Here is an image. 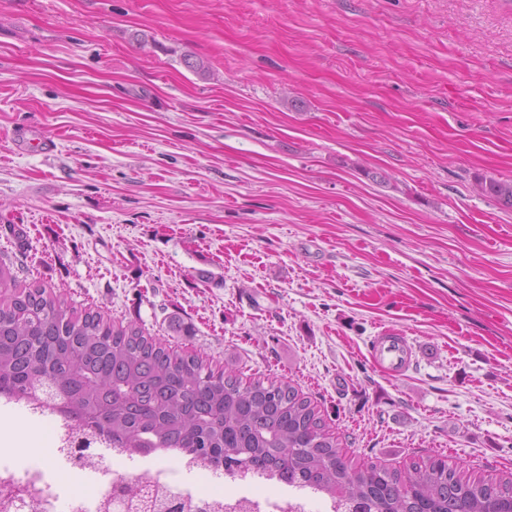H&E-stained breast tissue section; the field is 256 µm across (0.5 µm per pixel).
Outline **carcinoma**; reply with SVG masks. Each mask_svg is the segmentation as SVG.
<instances>
[{
    "label": "carcinoma",
    "instance_id": "cac0c4a2",
    "mask_svg": "<svg viewBox=\"0 0 512 512\" xmlns=\"http://www.w3.org/2000/svg\"><path fill=\"white\" fill-rule=\"evenodd\" d=\"M480 189L512 209V180L485 178ZM10 283L14 292L0 294V394L27 400L35 380L47 392L51 383L69 381L71 389L46 400L83 410L85 420L75 426L78 449L98 443L138 455L183 448L205 467L231 477L261 471L333 499L336 490L350 487L351 465L328 463L337 452L335 437L289 383L272 378L244 385L234 370L216 373L192 354H173L134 323L116 328L98 312L78 315L45 286L16 283L0 264V288ZM10 381L23 386L16 389ZM373 473L376 487L363 485L354 492L378 512H447L443 491L448 487L466 491L474 508L491 490L512 500L511 479L491 488L440 459L411 466L404 500L390 498L401 473L386 467ZM125 491L148 512L214 510L204 501H173L170 492L147 498L133 486Z\"/></svg>",
    "mask_w": 512,
    "mask_h": 512
}]
</instances>
